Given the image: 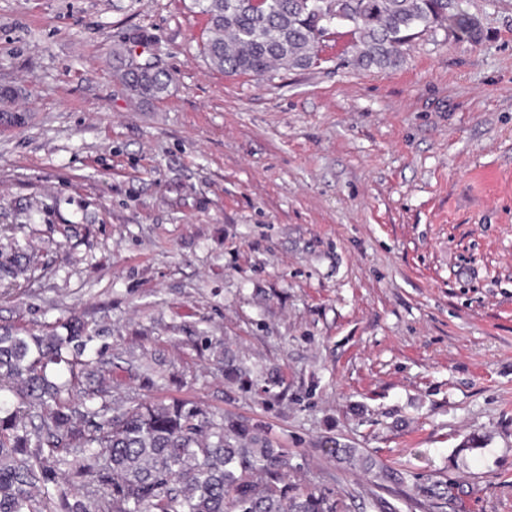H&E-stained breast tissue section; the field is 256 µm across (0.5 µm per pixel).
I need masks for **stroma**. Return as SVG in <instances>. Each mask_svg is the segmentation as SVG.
<instances>
[{
    "instance_id": "1",
    "label": "stroma",
    "mask_w": 512,
    "mask_h": 512,
    "mask_svg": "<svg viewBox=\"0 0 512 512\" xmlns=\"http://www.w3.org/2000/svg\"><path fill=\"white\" fill-rule=\"evenodd\" d=\"M465 7L479 41L378 72L342 33L259 82L193 0H0V325L81 319L114 408L243 421L347 512H512V0ZM138 29L175 78L148 103ZM113 56L121 60L120 79L132 96L142 101H152L169 92L174 78L168 71L160 69L148 59L140 60L132 56L122 58L124 52L121 47L114 48ZM144 64L152 65L153 70L146 69Z\"/></svg>"
}]
</instances>
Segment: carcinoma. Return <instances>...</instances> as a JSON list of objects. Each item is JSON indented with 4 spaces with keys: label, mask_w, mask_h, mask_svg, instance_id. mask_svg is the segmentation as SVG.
Masks as SVG:
<instances>
[{
    "label": "carcinoma",
    "mask_w": 512,
    "mask_h": 512,
    "mask_svg": "<svg viewBox=\"0 0 512 512\" xmlns=\"http://www.w3.org/2000/svg\"><path fill=\"white\" fill-rule=\"evenodd\" d=\"M347 16L357 69L397 66L419 33L481 35L463 0H194L208 15L202 54L228 75L272 78L313 66V2ZM120 79L142 101L174 78L124 56ZM0 327V512H338L330 488L288 482V456L250 427L183 402H140L114 412L111 375L81 359L90 337Z\"/></svg>",
    "instance_id": "1"
}]
</instances>
